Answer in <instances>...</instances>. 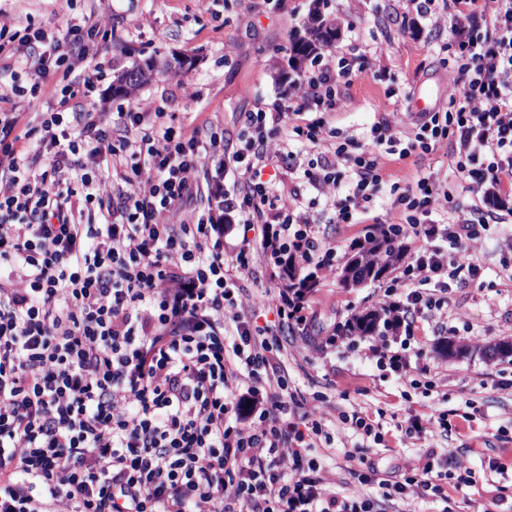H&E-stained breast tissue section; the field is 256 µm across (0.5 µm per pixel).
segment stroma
Segmentation results:
<instances>
[{"label": "stroma", "mask_w": 512, "mask_h": 512, "mask_svg": "<svg viewBox=\"0 0 512 512\" xmlns=\"http://www.w3.org/2000/svg\"><path fill=\"white\" fill-rule=\"evenodd\" d=\"M323 4L341 29L336 52L356 50L366 67L349 90L351 103L331 114V126L363 144L384 114L414 109L422 88H431L433 107L442 106L453 76L432 51L424 20L413 14L395 17L394 0ZM311 5L312 0H263L249 11L242 0H0V13L19 29L106 16L112 20L106 52L118 64L150 55L192 60L188 71L156 76L137 97L172 113L175 127L189 130L209 121L232 142L256 103L270 105L286 96L293 73L290 36L302 27ZM452 153L447 145L430 155L390 160L384 173L390 181L408 182L422 168L450 166ZM284 185L297 189L309 204L339 269L353 245L386 213L383 197L357 223L331 224L324 198L302 179L288 178ZM478 259L483 267L478 282L448 290L447 330L424 322L415 333L411 346L421 351L425 368L418 384L399 380L366 358L373 337L350 336L316 351L303 346L300 331L280 332L288 344L284 364L290 390L307 399L320 397L335 436L331 446L314 454L322 469L347 483L370 467L392 479L403 475L407 462L423 449L449 447L471 469L472 482L460 487L444 483L441 494L417 500L418 512H498L499 505L512 504V358L491 360L482 352L487 344L512 340V280L501 273L503 264H512V223L490 225ZM400 275L396 268L386 280L353 290L343 288L336 276L320 281L311 296L313 334L331 335L352 314L376 306L386 285ZM448 340L469 346V355L440 354V344ZM449 410L456 414L451 438L406 437L409 419L426 420ZM355 413L382 425L384 444L341 422V415ZM492 459L504 471L490 481L486 470Z\"/></svg>", "instance_id": "obj_1"}]
</instances>
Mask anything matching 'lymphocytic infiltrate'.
<instances>
[{"label":"lymphocytic infiltrate","mask_w":512,"mask_h":512,"mask_svg":"<svg viewBox=\"0 0 512 512\" xmlns=\"http://www.w3.org/2000/svg\"><path fill=\"white\" fill-rule=\"evenodd\" d=\"M400 7L448 35L456 75L442 109L381 118L365 145L339 140L328 114L355 75L341 58L248 113L229 149L211 123L183 132L148 101L84 109L111 23L19 30L0 18V55L26 50L0 103L49 83L61 105L35 113L34 145L15 133L21 113H0V512H375L382 500L414 512L441 493L434 460L455 465L449 448L427 449L403 478L372 469L359 490H337L310 458L333 438L289 391L276 333L300 330L318 349L337 338L310 335L302 289H274L261 327L238 286L262 247L334 273L316 218L282 187L290 175L325 196L332 224L389 194L387 224L415 243L402 292L380 300L398 331L447 320L450 284L480 278L481 232L512 199V0ZM447 142L453 175L387 182L385 159ZM228 216L261 239L225 245Z\"/></svg>","instance_id":"lymphocytic-infiltrate-1"}]
</instances>
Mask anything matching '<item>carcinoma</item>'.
<instances>
[{
    "label": "carcinoma",
    "instance_id": "cac0c4a2",
    "mask_svg": "<svg viewBox=\"0 0 512 512\" xmlns=\"http://www.w3.org/2000/svg\"><path fill=\"white\" fill-rule=\"evenodd\" d=\"M333 24L324 20L319 12V3H314L308 20L302 29L295 33L290 42L291 65L295 72L305 70L307 62L324 50L331 47L334 39L330 38ZM183 69L181 61L172 62L168 59L149 57L143 60L134 59L130 64L114 68L112 79L113 94L133 98L140 88L147 84L154 75L165 74ZM357 252L342 270L345 282L360 286L367 280L381 279L400 261L403 250L393 242V238L382 225L356 244ZM288 285L297 284L304 288H314L316 281L311 276H300L292 266L283 271ZM386 313L380 308L363 310L350 318L347 325L348 333L358 336H376L385 329Z\"/></svg>",
    "mask_w": 512,
    "mask_h": 512
}]
</instances>
